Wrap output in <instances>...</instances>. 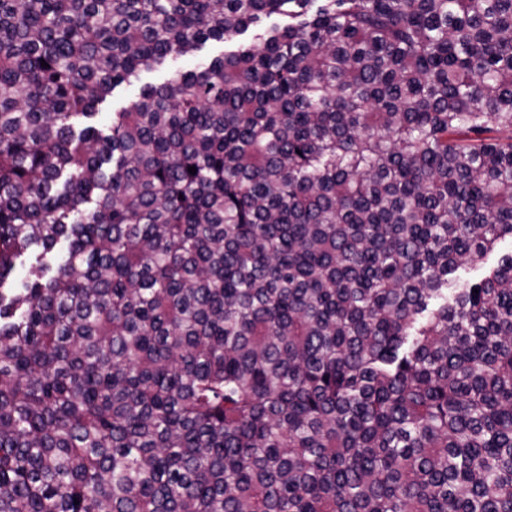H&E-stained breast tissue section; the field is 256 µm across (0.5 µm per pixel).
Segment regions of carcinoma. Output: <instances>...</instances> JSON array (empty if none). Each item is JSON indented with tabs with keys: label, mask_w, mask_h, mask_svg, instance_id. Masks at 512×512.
Masks as SVG:
<instances>
[{
	"label": "carcinoma",
	"mask_w": 512,
	"mask_h": 512,
	"mask_svg": "<svg viewBox=\"0 0 512 512\" xmlns=\"http://www.w3.org/2000/svg\"><path fill=\"white\" fill-rule=\"evenodd\" d=\"M505 235L512 0H0V512H512ZM222 53H224V43L210 40L203 46L196 58L173 57L169 58L166 64L159 69L142 71L139 78L133 79L131 84L123 83L118 86L112 96L99 106V115L89 120L88 124L104 129L112 118V112H117L138 100L144 87L163 84L176 73L193 69L199 61L221 56ZM512 254V238L506 236L499 240L496 247L485 258L484 262L478 266L462 265L455 273L456 286L472 284L482 280L488 273L497 266L502 256Z\"/></svg>",
	"instance_id": "obj_1"
}]
</instances>
